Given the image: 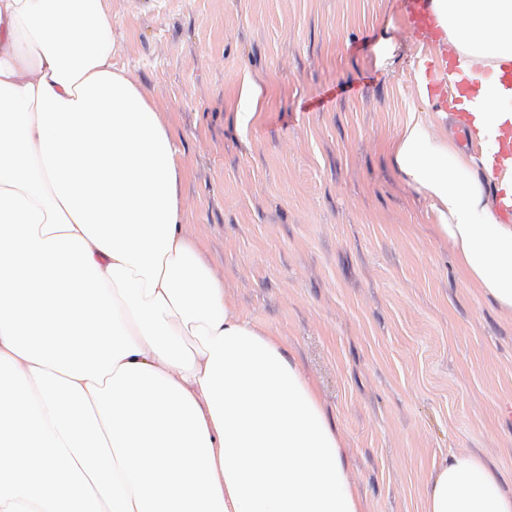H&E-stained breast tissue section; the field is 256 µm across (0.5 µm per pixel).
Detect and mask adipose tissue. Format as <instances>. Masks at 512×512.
<instances>
[{"label": "adipose tissue", "instance_id": "ef3b65f1", "mask_svg": "<svg viewBox=\"0 0 512 512\" xmlns=\"http://www.w3.org/2000/svg\"><path fill=\"white\" fill-rule=\"evenodd\" d=\"M471 71L470 135L512 112V0H432ZM106 0H0V512H364L285 347L181 233L178 149L112 61ZM395 162L471 283L512 313V224L417 119ZM425 512H512L470 454Z\"/></svg>", "mask_w": 512, "mask_h": 512}]
</instances>
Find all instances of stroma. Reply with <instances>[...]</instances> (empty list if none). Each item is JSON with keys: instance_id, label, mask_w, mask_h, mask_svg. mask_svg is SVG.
<instances>
[{"instance_id": "obj_1", "label": "stroma", "mask_w": 512, "mask_h": 512, "mask_svg": "<svg viewBox=\"0 0 512 512\" xmlns=\"http://www.w3.org/2000/svg\"><path fill=\"white\" fill-rule=\"evenodd\" d=\"M109 3L114 61L179 149L184 236L312 379L367 512H424L452 452L512 496V314L473 288L394 160L415 116L458 178L479 173L417 90L404 0Z\"/></svg>"}]
</instances>
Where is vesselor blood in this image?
<instances>
[{"label": "vessel or blood", "instance_id": "b4317fda", "mask_svg": "<svg viewBox=\"0 0 512 512\" xmlns=\"http://www.w3.org/2000/svg\"><path fill=\"white\" fill-rule=\"evenodd\" d=\"M406 14L409 31L426 48L418 67L430 104L438 111L449 113L462 133H469L472 115L459 110L458 101L450 92L451 87L459 86L461 72L455 56L448 51L447 33L439 26L429 0H406ZM494 143L496 173L487 177L486 183L495 197L500 216L512 221V194L500 190L497 177L507 164H512V123L496 131Z\"/></svg>", "mask_w": 512, "mask_h": 512}]
</instances>
